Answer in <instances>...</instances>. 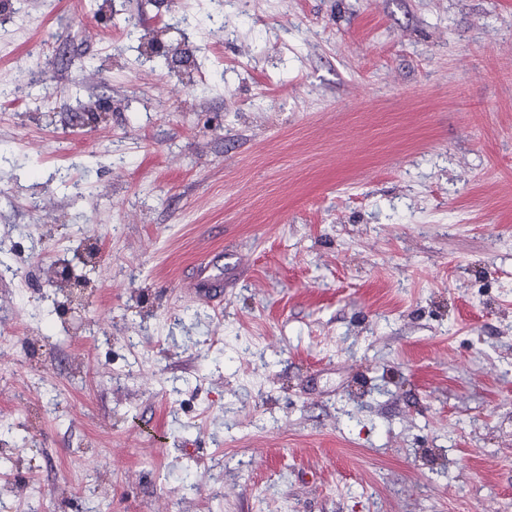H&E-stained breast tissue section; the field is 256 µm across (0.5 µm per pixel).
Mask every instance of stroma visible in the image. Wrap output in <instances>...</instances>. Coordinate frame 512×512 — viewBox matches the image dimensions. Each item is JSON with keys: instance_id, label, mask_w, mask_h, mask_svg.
<instances>
[{"instance_id": "stroma-1", "label": "stroma", "mask_w": 512, "mask_h": 512, "mask_svg": "<svg viewBox=\"0 0 512 512\" xmlns=\"http://www.w3.org/2000/svg\"><path fill=\"white\" fill-rule=\"evenodd\" d=\"M24 10L0 501L512 512V0ZM158 42L190 62L141 64Z\"/></svg>"}]
</instances>
